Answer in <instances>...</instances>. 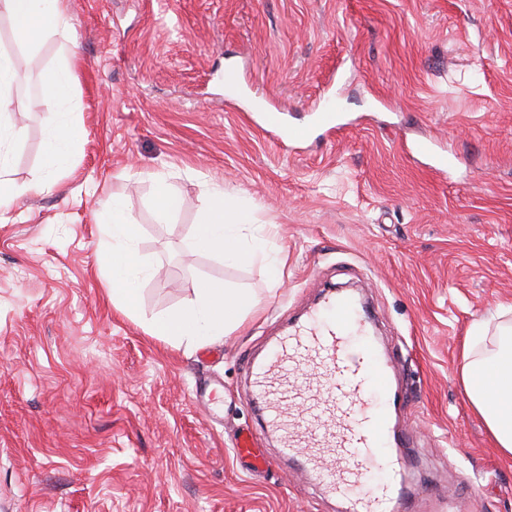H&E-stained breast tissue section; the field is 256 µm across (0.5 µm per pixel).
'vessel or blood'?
I'll return each mask as SVG.
<instances>
[{
	"mask_svg": "<svg viewBox=\"0 0 512 512\" xmlns=\"http://www.w3.org/2000/svg\"><path fill=\"white\" fill-rule=\"evenodd\" d=\"M363 319L347 295L326 297L323 311L294 324L264 361L251 365L255 407L266 428L283 434L281 459L299 463L325 493L345 501L347 512H414L389 487L367 482L377 448L391 437L397 393L372 349L350 346ZM260 441L257 433L236 437L242 471L266 465Z\"/></svg>",
	"mask_w": 512,
	"mask_h": 512,
	"instance_id": "obj_1",
	"label": "vessel or blood"
}]
</instances>
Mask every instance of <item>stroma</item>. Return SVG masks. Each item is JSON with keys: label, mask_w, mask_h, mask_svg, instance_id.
Returning a JSON list of instances; mask_svg holds the SVG:
<instances>
[{"label": "stroma", "mask_w": 512, "mask_h": 512, "mask_svg": "<svg viewBox=\"0 0 512 512\" xmlns=\"http://www.w3.org/2000/svg\"><path fill=\"white\" fill-rule=\"evenodd\" d=\"M22 194L0 215V512H346L297 465L236 466L261 430L247 359L356 284L400 394L397 479L416 512H512V456L467 399L474 326L512 306V0H69L33 44L0 14ZM73 63L79 149L48 166L44 73ZM239 74L225 86V69ZM336 129L272 139L256 115ZM423 140L444 173L407 154ZM179 197L159 218L156 178ZM223 190L273 224L278 273L189 247ZM120 198L151 271L140 319L103 289ZM224 281L260 301L229 336L169 344L144 320ZM221 386L208 409L199 388ZM260 441L259 433L248 432L236 437L234 458L242 471L254 473L268 463L267 459L258 451V448L261 447Z\"/></svg>", "instance_id": "stroma-1"}]
</instances>
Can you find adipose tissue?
<instances>
[{"label":"adipose tissue","mask_w":512,"mask_h":512,"mask_svg":"<svg viewBox=\"0 0 512 512\" xmlns=\"http://www.w3.org/2000/svg\"><path fill=\"white\" fill-rule=\"evenodd\" d=\"M67 0H0V12L8 16L19 42L30 43L65 17ZM70 71H53L43 78L42 90L47 106L50 162L72 154L84 138L83 128L61 118L57 104L70 94ZM112 232V245L106 255L109 268L108 290L112 300L125 310L137 309L136 282L147 270V261L137 249L138 228L120 199L105 208ZM273 236L269 225L247 223L242 212L230 206L223 191L206 200L204 214L196 224L190 243L197 251L214 252L225 262L245 264L265 262L277 267L280 257L271 255L266 242ZM257 304L245 291L225 287L223 281L200 283L194 300L180 310L161 315L147 323V331L169 342L209 339L228 335L246 312ZM494 336L492 351H484L487 336ZM462 381L470 403L483 417L489 431L505 455L512 456V323L499 322L494 331L478 330L462 357Z\"/></svg>","instance_id":"1"}]
</instances>
